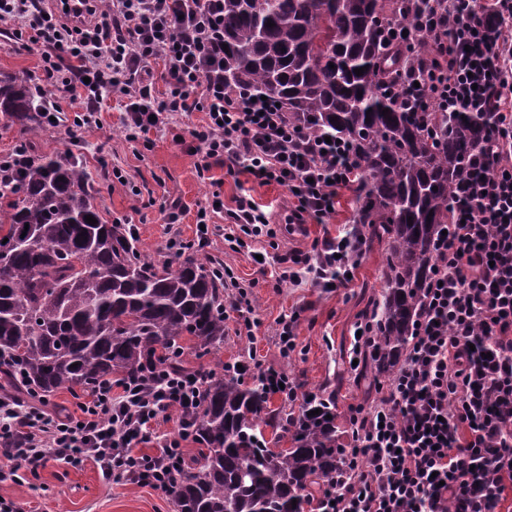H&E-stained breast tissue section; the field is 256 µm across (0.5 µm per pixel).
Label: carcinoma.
I'll use <instances>...</instances> for the list:
<instances>
[{
    "mask_svg": "<svg viewBox=\"0 0 512 512\" xmlns=\"http://www.w3.org/2000/svg\"><path fill=\"white\" fill-rule=\"evenodd\" d=\"M414 8L408 0H224V87L275 98L293 123L336 132L362 158L355 223L387 244L370 348L381 376L404 354L448 195L486 132L483 118L405 112L382 92L398 54L380 40L381 25ZM41 112L25 81L0 72L1 115L35 130ZM100 194L69 153L29 148L0 176L3 393L49 396L135 377L152 361L179 368L185 336L206 353L224 343L220 265L188 243L181 262L157 268L128 225L102 219ZM244 375L227 368L204 387L194 412L199 447L172 491L176 512H303L343 465L334 394L273 414L264 380L248 385ZM262 423L291 434L292 446L269 448Z\"/></svg>",
    "mask_w": 512,
    "mask_h": 512,
    "instance_id": "1",
    "label": "carcinoma"
}]
</instances>
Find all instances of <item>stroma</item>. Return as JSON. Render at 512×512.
Returning a JSON list of instances; mask_svg holds the SVG:
<instances>
[{"instance_id": "1", "label": "stroma", "mask_w": 512, "mask_h": 512, "mask_svg": "<svg viewBox=\"0 0 512 512\" xmlns=\"http://www.w3.org/2000/svg\"><path fill=\"white\" fill-rule=\"evenodd\" d=\"M10 30V24L0 22V72L28 78L38 72L40 55L34 50L17 49L8 38ZM122 118V101L116 92L106 97L101 127L95 131L61 126L31 133L0 118V155L11 153L20 142L34 140L48 154L71 150L80 153L96 182H104L108 168L118 169L123 183L103 190L97 200L103 219L109 222L122 215L131 216L141 249L156 264L176 263L177 253L168 247L170 238L195 242L198 207L217 194L225 208H234L241 186L236 176L219 167L213 168L207 178L198 177L189 131L201 122L202 113H191L150 133L145 144L127 138ZM251 193L259 203L269 206L272 220L280 228L279 251L304 250L313 240L342 236L355 228L353 192H343L335 213L322 223L295 226L288 223L284 188L255 184ZM175 199L181 201L184 212L179 223L170 224L159 205ZM229 230L223 214H215L201 254L232 271L234 279L224 290L225 302H233L240 291H247L259 324L253 331H246L237 314H230L218 354L199 358L194 351H186L185 367L212 370L220 361L232 363L244 357L261 360L264 366L286 372L299 393H335L336 423L341 431H349V405L370 406L380 398L375 383L361 370L351 369L349 358L355 324L369 315L381 298L387 272L385 242L375 239L365 244L348 287L328 291L306 278L300 285L275 290L267 285L270 265L258 264L252 256L253 251H265V244L230 249L224 241ZM294 310L300 313L295 328L296 348L286 355L281 351L279 320ZM0 496L14 500L23 512H174L170 495L149 487L105 482L91 461L76 467L50 464L38 478L0 484Z\"/></svg>"}]
</instances>
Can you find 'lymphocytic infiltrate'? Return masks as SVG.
<instances>
[{"label":"lymphocytic infiltrate","mask_w":512,"mask_h":512,"mask_svg":"<svg viewBox=\"0 0 512 512\" xmlns=\"http://www.w3.org/2000/svg\"><path fill=\"white\" fill-rule=\"evenodd\" d=\"M0 21L40 54L37 88L56 124L99 128L104 94L122 98L130 140L184 112L204 113L190 136L199 174L224 167L286 190L288 221L322 222L362 162L347 143L292 126L272 100L224 86V0H0ZM390 45L430 47L385 83L411 112H476L488 129L451 192L407 352L377 403L349 405L353 444L325 481L316 512H497L512 491V0H423ZM166 88L158 90L155 76ZM75 103L66 115L64 102ZM230 248L274 238L262 204L242 193L228 210ZM356 234L275 255L270 285L300 271L343 288L360 262ZM211 374L152 368L84 392L77 411L0 394V483L49 463L94 461L104 479L170 492L194 436L193 410ZM177 414L158 435L163 414ZM158 442L141 455L139 443Z\"/></svg>","instance_id":"obj_1"}]
</instances>
